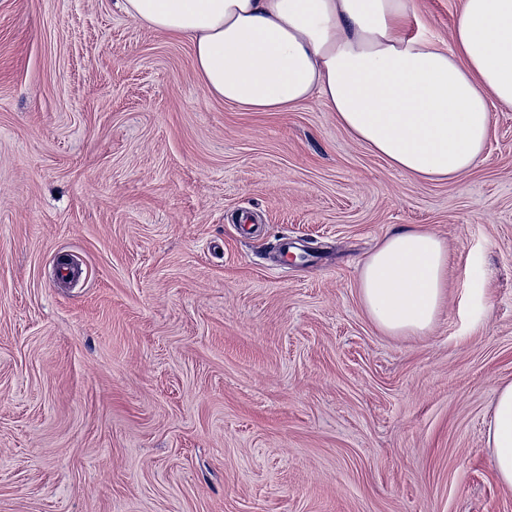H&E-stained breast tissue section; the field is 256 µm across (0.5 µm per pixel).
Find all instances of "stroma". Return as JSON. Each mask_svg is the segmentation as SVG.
<instances>
[{
  "label": "stroma",
  "mask_w": 512,
  "mask_h": 512,
  "mask_svg": "<svg viewBox=\"0 0 512 512\" xmlns=\"http://www.w3.org/2000/svg\"><path fill=\"white\" fill-rule=\"evenodd\" d=\"M449 46L463 0H414ZM453 180L312 99L243 112L116 0H0V512H512V108ZM448 249L447 302L380 330L359 270ZM288 237L321 256L283 265ZM79 280L56 271L59 257ZM489 435L492 468L502 482L512 486V383L498 392Z\"/></svg>",
  "instance_id": "obj_1"
}]
</instances>
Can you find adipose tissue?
I'll return each instance as SVG.
<instances>
[{"label": "adipose tissue", "mask_w": 512, "mask_h": 512, "mask_svg": "<svg viewBox=\"0 0 512 512\" xmlns=\"http://www.w3.org/2000/svg\"><path fill=\"white\" fill-rule=\"evenodd\" d=\"M132 20L193 45L205 88L247 112L315 98L355 139L421 180L480 159L491 105L512 108V0H464L452 45L414 29L413 0H121ZM448 250L422 227L390 234L359 272L372 321L423 335L446 301ZM491 464L512 486V384L497 395Z\"/></svg>", "instance_id": "obj_1"}]
</instances>
